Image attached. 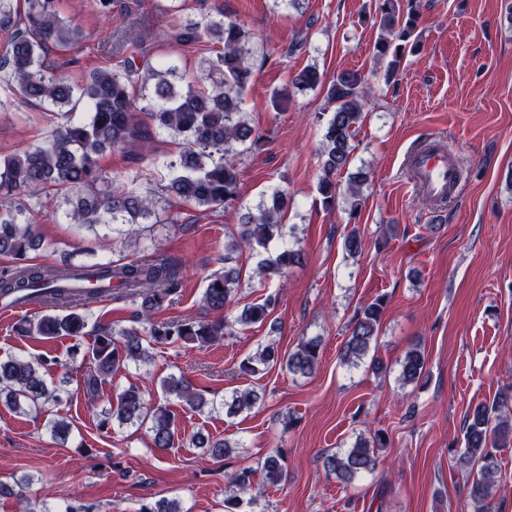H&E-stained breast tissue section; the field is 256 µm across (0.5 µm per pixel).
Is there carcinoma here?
Instances as JSON below:
<instances>
[{"label":"carcinoma","instance_id":"carcinoma-1","mask_svg":"<svg viewBox=\"0 0 512 512\" xmlns=\"http://www.w3.org/2000/svg\"><path fill=\"white\" fill-rule=\"evenodd\" d=\"M415 0H375L382 35L375 43V56L387 60L384 81L390 84L407 52L419 49L415 35L418 14ZM27 10L18 15L15 0H0V28L9 32L0 52V70L6 74L11 97L27 104L61 108L57 124L25 149L0 159V257L13 265L0 270V298L14 301L38 298L51 312L17 328L20 336H88L91 342L80 363V385L86 401L95 405L103 385L119 370L147 364L153 359L156 344H216L236 325L261 323L270 313L275 298L243 309L234 321L224 317V308L240 282L239 270L232 265L234 254L245 248H267L282 235L281 223L288 209V196L272 192L269 202L258 207V214L247 213L242 230L224 243V270L207 279L202 296V312L197 317L157 321L154 313L164 303L176 299L181 285V266L173 258L154 251L123 264L112 262L65 261L55 266L28 264V254L48 247L35 221L31 199L40 192L73 193L66 213L76 223L94 227L103 224H134L137 219H154L156 224L176 223L171 207L193 204L206 211L230 208L238 196L237 157L263 145V131L251 127L242 111V95L250 83L256 61L266 63L271 54L256 58L251 34L239 22L224 18L222 10L199 20H187L168 30V39L176 44L198 42L206 35L222 46L215 57L204 61L205 72L197 81H189L171 58L153 65L145 60V51L136 42L115 69H97L79 88H74L58 71L47 64L52 48L67 49L80 38V31L59 17L54 0H26ZM299 89L326 88V97L334 105L327 123L321 150L322 176L318 192L322 206L336 207L340 194L336 175L349 169L352 144L363 122L366 98L364 76L354 70L340 71L330 80L315 66L302 69L291 79ZM83 105L88 116L73 120L71 114ZM146 113L151 123L140 118ZM171 134L178 150L165 162L166 184L161 193L143 190L147 168L156 163L150 126ZM120 153L140 167L115 188L101 175V159L108 153ZM366 181L362 172L348 176L346 192L352 198L351 210L359 206V187ZM300 252L285 247L275 258L265 260L260 273L282 275L298 263ZM141 299L139 320L130 328L87 329L84 310L108 296ZM385 296L358 310L347 340L340 352L341 361L356 367L376 346ZM322 349L319 336L304 337L297 348L283 354L270 343L254 357L241 361L240 372L250 376L259 367L279 365L293 375L308 377L317 368ZM371 357V356H369ZM61 364L55 357H11L0 359V400L15 412L40 409L47 404L60 407L70 398L62 386L50 385L46 376ZM372 367L383 368L382 361L371 357ZM426 371L424 353L418 347L405 353L400 361L399 381L404 385L419 382ZM164 397H174L195 413L213 411L217 402L197 388L191 377L169 376L160 381ZM259 399L253 389L236 390L231 401H222L227 414L242 413ZM512 403V391H504L490 403H481L466 415L463 426L464 451L459 461L479 464L478 477L469 491V512H491L492 488L498 474L497 452L512 443V425L503 419V408ZM149 426L153 447L165 451L174 445L176 419L160 402L145 398L139 387L131 385L118 394L117 406L99 412L98 427L109 431L113 422ZM51 433L69 437L71 425L64 416L48 421ZM380 434L360 437L354 445L325 458L326 471L343 484L373 472L378 464L374 449L383 445ZM188 446L206 448L216 459L226 457L231 445L198 435ZM261 472L264 481L279 485L288 479L285 460L280 453L265 457ZM255 472L238 469L228 476L224 512H240L242 496L254 486ZM140 512H183L176 499H160L144 504Z\"/></svg>","mask_w":512,"mask_h":512}]
</instances>
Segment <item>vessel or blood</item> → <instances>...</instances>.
<instances>
[{
	"label": "vessel or blood",
	"instance_id": "b4317fda",
	"mask_svg": "<svg viewBox=\"0 0 512 512\" xmlns=\"http://www.w3.org/2000/svg\"><path fill=\"white\" fill-rule=\"evenodd\" d=\"M408 168L413 191L433 202L444 201L452 195L462 177L453 147L435 139L410 148Z\"/></svg>",
	"mask_w": 512,
	"mask_h": 512
}]
</instances>
